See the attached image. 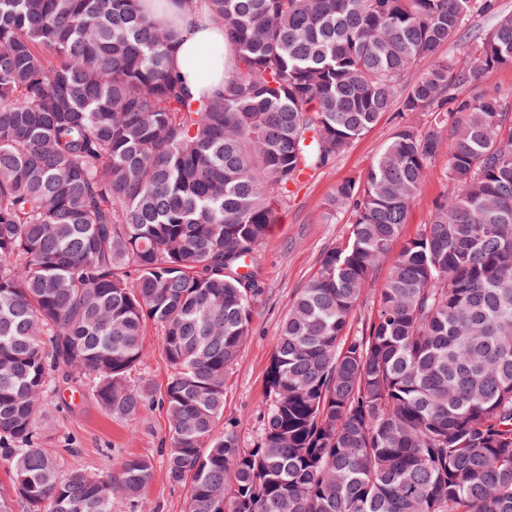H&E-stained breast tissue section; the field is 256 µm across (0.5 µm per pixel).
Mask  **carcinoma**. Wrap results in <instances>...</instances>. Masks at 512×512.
<instances>
[{
    "instance_id": "carcinoma-1",
    "label": "carcinoma",
    "mask_w": 512,
    "mask_h": 512,
    "mask_svg": "<svg viewBox=\"0 0 512 512\" xmlns=\"http://www.w3.org/2000/svg\"><path fill=\"white\" fill-rule=\"evenodd\" d=\"M138 2L0 0V512L137 500L150 459L62 477L37 417L85 380L112 417L144 411L130 374L149 324L187 512H512V98L482 83L512 66V14L454 58L441 47L496 0H178L234 49L196 98L171 67L177 30ZM396 103L432 119L336 185L350 236L288 309L245 448L224 376L258 246L301 179ZM445 143L454 194L377 285Z\"/></svg>"
}]
</instances>
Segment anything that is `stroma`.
Masks as SVG:
<instances>
[{"label":"stroma","mask_w":512,"mask_h":512,"mask_svg":"<svg viewBox=\"0 0 512 512\" xmlns=\"http://www.w3.org/2000/svg\"><path fill=\"white\" fill-rule=\"evenodd\" d=\"M405 120L395 110L383 113L377 125L356 138L333 167L300 184L258 249L263 293L253 312L251 334L224 377V416L239 422L244 447H251L262 431L257 409L266 399V371L279 327L299 289L317 271L323 254L349 236L350 212L331 206L336 186L363 175ZM446 163V155H439L434 174L423 184L401 227V240L416 236L427 224L435 201L450 193L442 175ZM144 344L147 357L130 379L132 384L150 386L157 395L171 368L154 327H147ZM38 426L40 444L63 476L76 465L107 474L130 455L151 459L153 478L136 506L122 502L116 512H186V486L171 483L166 474L169 418L160 403L151 404L141 414L115 419L101 408L90 389L66 390L48 413L39 416Z\"/></svg>","instance_id":"stroma-1"}]
</instances>
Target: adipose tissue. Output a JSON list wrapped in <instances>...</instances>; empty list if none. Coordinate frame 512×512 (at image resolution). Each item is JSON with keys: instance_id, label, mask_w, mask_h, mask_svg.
<instances>
[{"instance_id": "ef3b65f1", "label": "adipose tissue", "mask_w": 512, "mask_h": 512, "mask_svg": "<svg viewBox=\"0 0 512 512\" xmlns=\"http://www.w3.org/2000/svg\"><path fill=\"white\" fill-rule=\"evenodd\" d=\"M150 0H140L152 17L162 23L177 22L179 36L173 49V66L193 92L224 83V68L233 57L223 29L209 23L204 8L187 11L173 5L150 8Z\"/></svg>"}]
</instances>
